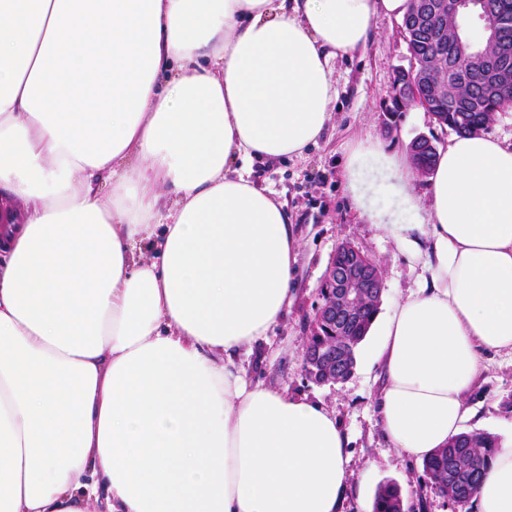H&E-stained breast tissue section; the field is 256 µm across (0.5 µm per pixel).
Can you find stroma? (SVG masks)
Here are the masks:
<instances>
[{
    "label": "stroma",
    "instance_id": "35a3bbf8",
    "mask_svg": "<svg viewBox=\"0 0 512 512\" xmlns=\"http://www.w3.org/2000/svg\"><path fill=\"white\" fill-rule=\"evenodd\" d=\"M398 22L377 20L367 48L351 57H337L333 78L337 97L333 118L317 146L300 158L281 162H255L257 184L275 192L287 205L301 242L298 286L294 304L282 321L261 342L260 350L245 356L251 378L265 386L319 400L336 414L349 439L350 488L344 512H361L385 483L397 484L405 512H456L447 498L430 492L421 462L400 457L388 447L374 407L378 390L367 365L377 345L366 337L356 352L351 376L336 384L319 385L310 380L302 364L303 330L319 301V287L339 242L350 241L376 259L383 270L384 294L380 309L417 287L420 269L394 241L373 225L360 223L344 190L342 169L349 146L364 134L381 140L387 149L406 151L418 135L448 141L427 112L413 108L402 113L393 132L383 128L382 104L387 99L394 72L407 65L406 42L397 32ZM478 411L476 429L504 439L512 436V357L487 359L478 383L468 397Z\"/></svg>",
    "mask_w": 512,
    "mask_h": 512
}]
</instances>
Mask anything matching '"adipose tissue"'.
<instances>
[{
	"label": "adipose tissue",
	"mask_w": 512,
	"mask_h": 512,
	"mask_svg": "<svg viewBox=\"0 0 512 512\" xmlns=\"http://www.w3.org/2000/svg\"><path fill=\"white\" fill-rule=\"evenodd\" d=\"M406 7L0 0V512H342L333 412L239 358L291 305L301 249L252 165L317 144L332 61ZM343 182L420 267L373 363L385 439L421 461L512 353V143L451 137L421 192L365 135ZM472 504L512 512V439Z\"/></svg>",
	"instance_id": "ef3b65f1"
}]
</instances>
